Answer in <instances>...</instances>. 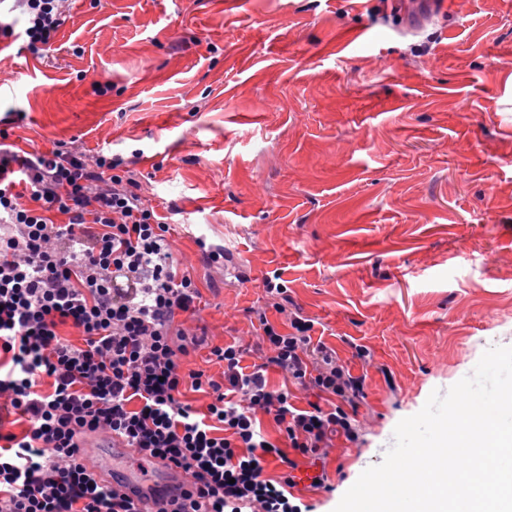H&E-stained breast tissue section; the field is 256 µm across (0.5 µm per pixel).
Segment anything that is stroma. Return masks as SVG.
Listing matches in <instances>:
<instances>
[{"label":"stroma","mask_w":512,"mask_h":512,"mask_svg":"<svg viewBox=\"0 0 512 512\" xmlns=\"http://www.w3.org/2000/svg\"><path fill=\"white\" fill-rule=\"evenodd\" d=\"M511 74L512 0H72L46 55L0 44V119L29 152L140 154L211 344L254 340L281 272L366 377L359 440L296 471L334 512L401 419L512 347Z\"/></svg>","instance_id":"stroma-1"}]
</instances>
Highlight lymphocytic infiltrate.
<instances>
[{"label":"lymphocytic infiltrate","mask_w":512,"mask_h":512,"mask_svg":"<svg viewBox=\"0 0 512 512\" xmlns=\"http://www.w3.org/2000/svg\"><path fill=\"white\" fill-rule=\"evenodd\" d=\"M69 0H12L0 38L45 51ZM131 162L64 143L0 148V512H140L139 490L98 482L86 440L183 471L190 485L160 495L158 512H310L296 496V459L355 441L364 377L313 342L314 321L281 273L262 283L281 323L259 313L255 342L210 345L201 293L178 270L166 224ZM207 350L221 379L187 368ZM285 383L273 386L269 370ZM209 401L197 408L187 392ZM312 395L295 406L296 392ZM281 439L271 441L261 417ZM283 472L265 474L268 459Z\"/></svg>","instance_id":"f902f5d3"}]
</instances>
